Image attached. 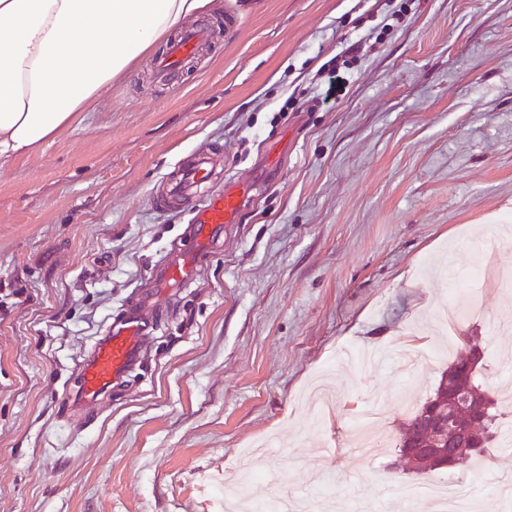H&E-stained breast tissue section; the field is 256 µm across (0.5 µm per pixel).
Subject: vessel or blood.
I'll return each instance as SVG.
<instances>
[{
	"instance_id": "b4317fda",
	"label": "vessel or blood",
	"mask_w": 512,
	"mask_h": 512,
	"mask_svg": "<svg viewBox=\"0 0 512 512\" xmlns=\"http://www.w3.org/2000/svg\"><path fill=\"white\" fill-rule=\"evenodd\" d=\"M208 37L209 30L205 27L185 30L159 59V72H173L181 60L193 54ZM211 178L208 157L195 156L182 163L167 201L190 212L191 222L185 233L191 246L159 266L156 288L188 284L197 272L199 256L212 247L224 224L240 210L247 195L242 186L217 188L205 198H197V188L209 183ZM152 305V297H145L140 306L130 308L121 320L112 322L96 341L80 367L79 386L74 398L77 409L99 403L140 361L145 339L155 330L154 323L146 317Z\"/></svg>"
}]
</instances>
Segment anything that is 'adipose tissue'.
Masks as SVG:
<instances>
[{
    "label": "adipose tissue",
    "mask_w": 512,
    "mask_h": 512,
    "mask_svg": "<svg viewBox=\"0 0 512 512\" xmlns=\"http://www.w3.org/2000/svg\"><path fill=\"white\" fill-rule=\"evenodd\" d=\"M213 0H0V158L31 154Z\"/></svg>",
    "instance_id": "1"
}]
</instances>
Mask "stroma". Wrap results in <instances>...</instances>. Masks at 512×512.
Listing matches in <instances>:
<instances>
[{"label":"stroma","instance_id":"obj_1","mask_svg":"<svg viewBox=\"0 0 512 512\" xmlns=\"http://www.w3.org/2000/svg\"><path fill=\"white\" fill-rule=\"evenodd\" d=\"M200 22L213 38L174 74L146 56L0 160V512H229L215 487L251 473L303 495L326 463L322 512H433L405 491L451 476L475 512H506L512 447L415 471L394 441L448 366L407 353L451 307L512 433V287L448 274L493 238L512 270V0H214ZM332 59L347 85L312 108ZM200 151L250 192L161 294L140 365L75 411L95 342L185 243L191 215L162 197ZM371 400L393 441L378 456L354 436Z\"/></svg>","mask_w":512,"mask_h":512}]
</instances>
